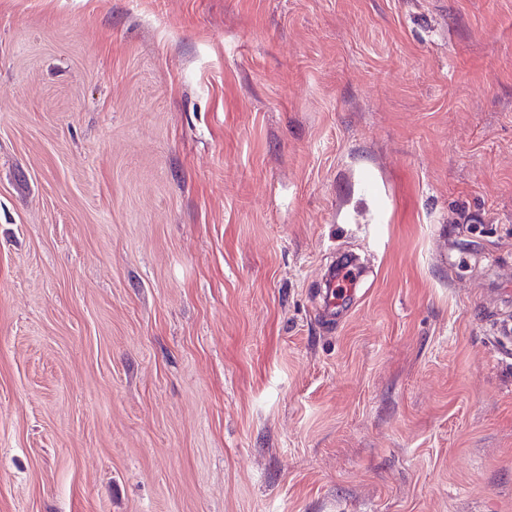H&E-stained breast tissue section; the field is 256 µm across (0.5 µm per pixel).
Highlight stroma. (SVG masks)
<instances>
[{"label":"stroma","mask_w":512,"mask_h":512,"mask_svg":"<svg viewBox=\"0 0 512 512\" xmlns=\"http://www.w3.org/2000/svg\"><path fill=\"white\" fill-rule=\"evenodd\" d=\"M509 319L512 0H0V512H512Z\"/></svg>","instance_id":"stroma-1"}]
</instances>
